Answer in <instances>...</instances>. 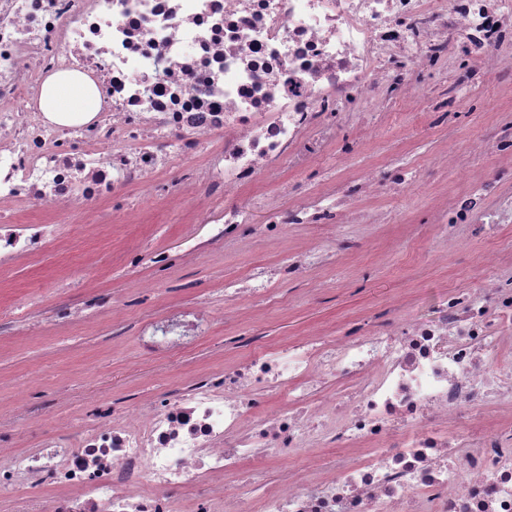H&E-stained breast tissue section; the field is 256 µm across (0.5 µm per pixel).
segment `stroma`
Here are the masks:
<instances>
[{
  "label": "stroma",
  "mask_w": 512,
  "mask_h": 512,
  "mask_svg": "<svg viewBox=\"0 0 512 512\" xmlns=\"http://www.w3.org/2000/svg\"><path fill=\"white\" fill-rule=\"evenodd\" d=\"M441 136V131L431 129L421 106L401 111L388 122L366 153L381 172L389 160H417L421 169L417 189L405 199L376 197L389 221L362 228L357 257L281 281L280 303L256 311L244 302L225 303V282L243 277L253 265L286 259L304 241V234L276 244L254 236L238 248L219 242L206 256L191 259L177 252L185 222L180 207L153 209L146 223L92 229L63 222L60 243L0 277V305L82 309L90 294L109 290L128 298L126 325L116 327L109 317L84 311L81 318L63 320L55 329L33 328L21 344L0 335V448H22L52 432L62 418L90 421L96 401L121 409L147 395L164 397L192 374L223 372L237 353L228 339L241 332L278 340L341 326L363 310L383 317L399 299L414 292L421 294L422 301L410 313L424 315L444 290L484 281L490 270L482 256L490 250L512 252V224L503 225L492 238L469 236L450 243L442 229L430 223L432 191L451 180L435 155ZM154 245L170 248L171 255L166 266L153 271L158 288L146 296L137 288L123 253ZM80 263L93 271V278L82 283L68 280V272ZM190 302L212 303L223 308L224 315L185 349H144L132 325ZM132 358L138 359L137 368H129ZM19 390L31 408L23 424L10 420L11 401Z\"/></svg>",
  "instance_id": "stroma-1"
}]
</instances>
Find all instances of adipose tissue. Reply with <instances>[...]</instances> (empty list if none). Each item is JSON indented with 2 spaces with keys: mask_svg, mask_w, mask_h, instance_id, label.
<instances>
[{
  "mask_svg": "<svg viewBox=\"0 0 512 512\" xmlns=\"http://www.w3.org/2000/svg\"><path fill=\"white\" fill-rule=\"evenodd\" d=\"M40 108L54 121L75 123L92 118L100 108V101L87 78L58 73L45 82Z\"/></svg>",
  "mask_w": 512,
  "mask_h": 512,
  "instance_id": "adipose-tissue-1",
  "label": "adipose tissue"
}]
</instances>
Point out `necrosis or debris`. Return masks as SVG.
I'll return each mask as SVG.
<instances>
[{"instance_id": "obj_1", "label": "necrosis or debris", "mask_w": 512, "mask_h": 512, "mask_svg": "<svg viewBox=\"0 0 512 512\" xmlns=\"http://www.w3.org/2000/svg\"><path fill=\"white\" fill-rule=\"evenodd\" d=\"M62 71L97 88L89 121L37 109ZM490 79L498 95L479 103ZM418 103L440 126L478 107L499 116L481 141L445 142L461 188L435 197L433 222L452 241L512 224V0H0V268L42 251L57 216L143 220L135 194L187 211L189 255L317 229L224 289L228 302L266 300L357 254L359 237H333L337 226L387 223L365 200L408 193L416 169L394 163L380 182L360 144L388 109ZM333 150L342 176L267 195ZM477 154L496 169L472 165ZM26 204L43 220H16ZM486 264L494 279L426 315L274 345L244 335L222 373L119 412L99 403L93 422L1 450L0 496L11 512H512V255ZM216 315L202 303L138 332L159 347ZM313 448L336 457L302 469Z\"/></svg>"}]
</instances>
